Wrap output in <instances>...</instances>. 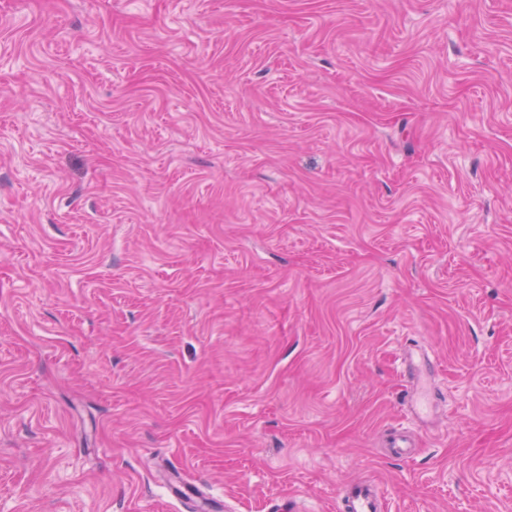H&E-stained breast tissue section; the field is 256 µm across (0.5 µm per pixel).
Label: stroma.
<instances>
[{"label": "stroma", "instance_id": "obj_1", "mask_svg": "<svg viewBox=\"0 0 512 512\" xmlns=\"http://www.w3.org/2000/svg\"><path fill=\"white\" fill-rule=\"evenodd\" d=\"M360 481L512 512V0H0V512ZM404 363L409 383L407 408L417 421L424 422L433 409L432 395L425 389V370L430 360L418 350H408Z\"/></svg>", "mask_w": 512, "mask_h": 512}]
</instances>
